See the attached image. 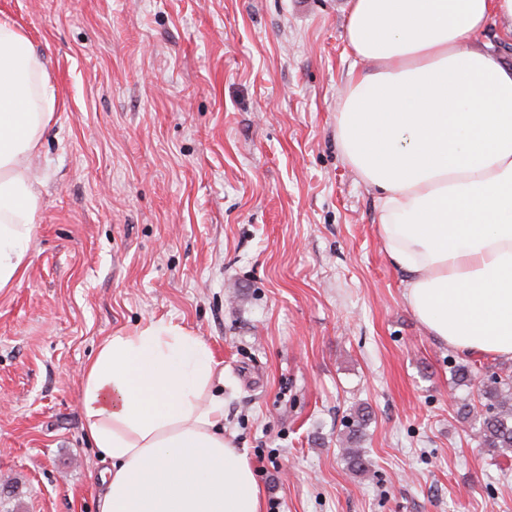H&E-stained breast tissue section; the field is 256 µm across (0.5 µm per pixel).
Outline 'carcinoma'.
I'll return each instance as SVG.
<instances>
[{"mask_svg":"<svg viewBox=\"0 0 512 512\" xmlns=\"http://www.w3.org/2000/svg\"><path fill=\"white\" fill-rule=\"evenodd\" d=\"M454 377L459 381H477V387L483 411L476 413L471 409L463 412V419L470 422L471 430L480 440V444L490 455L506 456L512 452V375H501L488 370H472L465 365L453 369ZM370 414L359 409L352 416L343 445V457L349 470L365 472L370 462L357 444L363 435Z\"/></svg>","mask_w":512,"mask_h":512,"instance_id":"1","label":"carcinoma"}]
</instances>
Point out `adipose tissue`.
Returning a JSON list of instances; mask_svg holds the SVG:
<instances>
[{
	"instance_id": "obj_1",
	"label": "adipose tissue",
	"mask_w": 512,
	"mask_h": 512,
	"mask_svg": "<svg viewBox=\"0 0 512 512\" xmlns=\"http://www.w3.org/2000/svg\"><path fill=\"white\" fill-rule=\"evenodd\" d=\"M512 38V0H350L351 73L336 138L376 189L378 234L425 330L512 360V66L467 42ZM44 60L0 20V289L26 271L41 198L26 162L52 121ZM210 347L151 320L105 338L82 371L84 430L104 465L97 512H261L224 435Z\"/></svg>"
}]
</instances>
